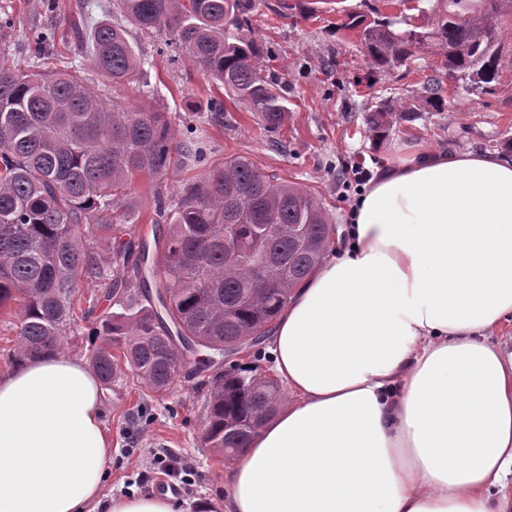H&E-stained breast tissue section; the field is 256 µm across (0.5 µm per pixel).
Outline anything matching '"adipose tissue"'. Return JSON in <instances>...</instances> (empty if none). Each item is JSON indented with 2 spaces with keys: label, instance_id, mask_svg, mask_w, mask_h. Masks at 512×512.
Wrapping results in <instances>:
<instances>
[{
  "label": "adipose tissue",
  "instance_id": "1",
  "mask_svg": "<svg viewBox=\"0 0 512 512\" xmlns=\"http://www.w3.org/2000/svg\"><path fill=\"white\" fill-rule=\"evenodd\" d=\"M348 242L294 288L288 388L224 476V512H512V164L422 150L376 177ZM98 377L56 353L0 373V512H174L103 500Z\"/></svg>",
  "mask_w": 512,
  "mask_h": 512
}]
</instances>
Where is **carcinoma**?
I'll return each instance as SVG.
<instances>
[{
  "label": "carcinoma",
  "mask_w": 512,
  "mask_h": 512,
  "mask_svg": "<svg viewBox=\"0 0 512 512\" xmlns=\"http://www.w3.org/2000/svg\"><path fill=\"white\" fill-rule=\"evenodd\" d=\"M368 13L348 12L335 26L357 38L371 69L407 65L421 39L443 51L441 70L466 92L512 101V0H363ZM256 0H114V14L143 32H163L175 57L224 87L270 133L288 120L281 78L270 75L268 50L242 34ZM316 0H277L275 12L317 14ZM126 27L93 28L92 61L101 83L81 67L41 68L52 31H34L24 70L0 62V311H13L14 361L57 350L79 301L82 283L96 281L120 311L103 316L90 363L104 385L128 366L157 395L203 347L221 356L259 345L293 288L322 265L336 227L304 186L263 173L249 157L211 164L204 143L177 141L165 112H128L119 91L138 81L144 61ZM443 78L423 82L412 98H384L368 118L372 141L385 140L394 119L412 121L445 108ZM178 156L203 168L171 196L154 197L155 247L167 278L151 289L147 247L122 224L99 216L136 203V178L157 177ZM234 226L229 259L224 225ZM110 233L116 246L93 243ZM123 347L124 364L112 347ZM203 440L227 461L283 400L278 383L250 366L210 367Z\"/></svg>",
  "instance_id": "obj_1"
}]
</instances>
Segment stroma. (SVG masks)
I'll use <instances>...</instances> for the list:
<instances>
[{
  "instance_id": "1",
  "label": "stroma",
  "mask_w": 512,
  "mask_h": 512,
  "mask_svg": "<svg viewBox=\"0 0 512 512\" xmlns=\"http://www.w3.org/2000/svg\"><path fill=\"white\" fill-rule=\"evenodd\" d=\"M42 2L0 0V16L9 15L13 22L11 29L0 32V56L7 65L25 68L27 34L51 29L55 37L43 48L45 69L72 62L95 78L89 34L97 23L112 21V0H58L52 14ZM336 8L330 0L320 17L283 18L263 6L251 16L249 36L265 42L270 68L288 89V124L279 133L267 132L256 115L229 102L223 123L206 121L209 100L223 97V90L185 63L171 61L164 35L136 29L128 38L145 60L140 80L154 95L146 99L137 87L126 88L121 92L123 106L129 112L147 108L168 113L177 138L199 137L213 148V160L245 155L265 173L309 186L325 199L336 225L349 221L356 196L345 185L353 181L358 166L375 174L420 148L490 151L512 161V101L470 94L450 81L445 84L448 108L427 110L412 122L396 121L389 139L373 147L367 118L377 102L415 95L438 68L442 52L429 41L410 69L369 70L360 45L335 33ZM199 173V168L178 164L165 175L137 179L132 194L147 201L160 186L169 195ZM102 291L95 282L82 285L75 320L62 338V354L85 361L97 346L92 329L101 315L113 310L102 300ZM206 394L202 377L185 372L161 397L129 374L103 387L102 422L112 440L104 498L151 496L155 484L165 480L180 489L174 499L178 512H224V474L230 464L201 440Z\"/></svg>"
}]
</instances>
